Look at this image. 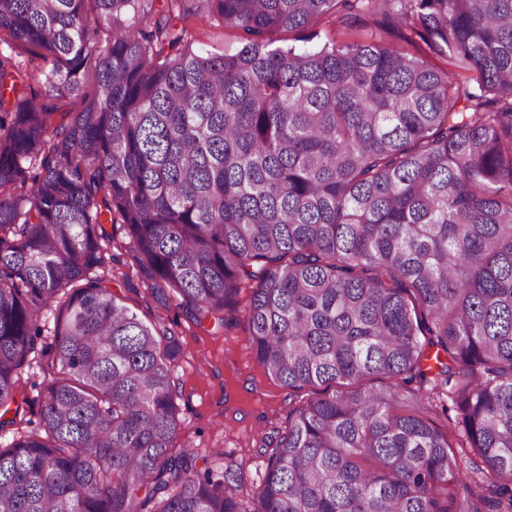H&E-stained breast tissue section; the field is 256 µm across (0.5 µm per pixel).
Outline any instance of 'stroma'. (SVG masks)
<instances>
[{
  "label": "stroma",
  "instance_id": "1",
  "mask_svg": "<svg viewBox=\"0 0 512 512\" xmlns=\"http://www.w3.org/2000/svg\"><path fill=\"white\" fill-rule=\"evenodd\" d=\"M364 33L337 15L313 32L289 33L288 39L299 48L313 49ZM111 286L141 319L165 324L183 346L177 372L183 433L199 448L220 449L255 468L264 436L285 422L290 401L287 389L268 379L251 359L244 328L221 329L209 321L197 326L181 309L159 306L144 288H125L118 278Z\"/></svg>",
  "mask_w": 512,
  "mask_h": 512
}]
</instances>
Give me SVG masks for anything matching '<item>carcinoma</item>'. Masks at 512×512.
Listing matches in <instances>:
<instances>
[{
    "mask_svg": "<svg viewBox=\"0 0 512 512\" xmlns=\"http://www.w3.org/2000/svg\"><path fill=\"white\" fill-rule=\"evenodd\" d=\"M156 2L0 0V512H512V0ZM343 12L427 52L278 44ZM114 213L160 306L326 387L256 479L182 437ZM194 48L212 54H223L240 47L236 30L198 22L191 26Z\"/></svg>",
    "mask_w": 512,
    "mask_h": 512,
    "instance_id": "obj_1",
    "label": "carcinoma"
}]
</instances>
